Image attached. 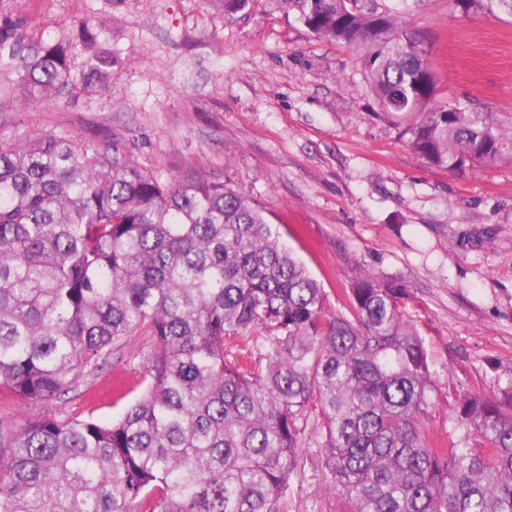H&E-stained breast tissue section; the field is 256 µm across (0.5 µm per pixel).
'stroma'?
Segmentation results:
<instances>
[{
  "instance_id": "35a3bbf8",
  "label": "stroma",
  "mask_w": 512,
  "mask_h": 512,
  "mask_svg": "<svg viewBox=\"0 0 512 512\" xmlns=\"http://www.w3.org/2000/svg\"><path fill=\"white\" fill-rule=\"evenodd\" d=\"M430 51L434 103L512 129V18L448 0H378ZM24 20L23 51L101 27L109 81L20 105L19 63L0 59V140L68 134L117 144L162 181L198 174L261 211L282 243L345 311L355 268L411 286L436 375L428 425L444 437L466 393L497 395L512 370V158L454 171L384 116L354 49L312 34L276 0L225 16L214 0H0ZM152 337L118 345L74 400L0 399V419L44 413L118 418L144 392ZM327 475L294 486L288 512H344Z\"/></svg>"
}]
</instances>
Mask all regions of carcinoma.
<instances>
[{
	"mask_svg": "<svg viewBox=\"0 0 512 512\" xmlns=\"http://www.w3.org/2000/svg\"><path fill=\"white\" fill-rule=\"evenodd\" d=\"M311 33L347 43L388 114L417 113L410 146L451 170L512 155V131L427 108L428 51L377 0H278ZM512 16V0H451ZM20 24L0 25L16 58ZM81 81L112 53L83 26ZM75 45L22 58L20 102L72 85ZM409 285L357 269L349 314L252 204L221 182H168L114 145L64 134L0 142V392L46 405L76 393L114 346L147 333V386L113 420L45 413L0 428V512H287L313 475L347 512H512V372L502 398L462 395V433L434 437L429 352Z\"/></svg>",
	"mask_w": 512,
	"mask_h": 512,
	"instance_id": "obj_1",
	"label": "carcinoma"
}]
</instances>
